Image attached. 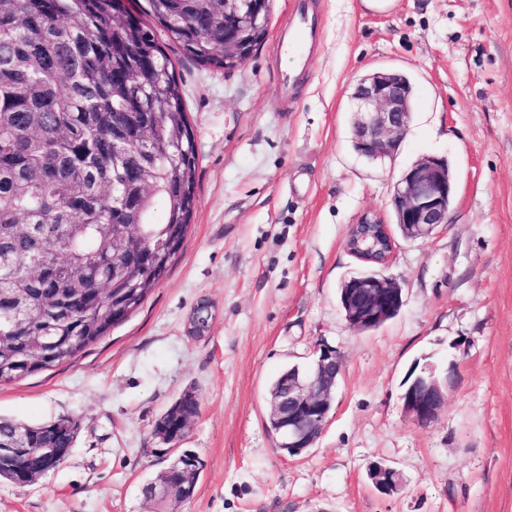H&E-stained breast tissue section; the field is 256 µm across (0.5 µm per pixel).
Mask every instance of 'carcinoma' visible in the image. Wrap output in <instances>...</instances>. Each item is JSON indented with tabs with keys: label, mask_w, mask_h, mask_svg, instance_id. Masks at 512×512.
Instances as JSON below:
<instances>
[{
	"label": "carcinoma",
	"mask_w": 512,
	"mask_h": 512,
	"mask_svg": "<svg viewBox=\"0 0 512 512\" xmlns=\"http://www.w3.org/2000/svg\"><path fill=\"white\" fill-rule=\"evenodd\" d=\"M113 0H0V386L67 363L138 310L174 263L193 216L197 155L164 32L184 56L224 68V0H147V23ZM118 112L150 132L112 141ZM163 213H158V205ZM143 225L138 294L112 293L122 238ZM30 448H73L70 417L0 420Z\"/></svg>",
	"instance_id": "cac0c4a2"
}]
</instances>
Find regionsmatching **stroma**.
<instances>
[{
	"label": "stroma",
	"mask_w": 512,
	"mask_h": 512,
	"mask_svg": "<svg viewBox=\"0 0 512 512\" xmlns=\"http://www.w3.org/2000/svg\"><path fill=\"white\" fill-rule=\"evenodd\" d=\"M292 3L271 0L264 44L230 72L166 43L196 140L191 226L129 319L75 360L0 386V418L80 423L55 471L0 481V512H154L142 489L176 457L154 424L188 391L200 411L181 445L204 466L177 512H512V0H317L300 72L279 42ZM377 69L415 87L383 168L351 139L350 94ZM425 155L453 170L449 222L423 241L396 237L383 273L405 304L356 330L337 296L364 268L348 229L367 210L394 224L393 187ZM324 348L342 358L329 420L291 457L269 428L268 388ZM426 363L447 373L448 400L420 426L401 394ZM376 462L401 473L398 491L373 488Z\"/></svg>",
	"instance_id": "stroma-1"
}]
</instances>
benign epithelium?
I'll list each match as a JSON object with an SVG mask.
<instances>
[{
  "instance_id": "7a95c632",
  "label": "benign epithelium",
  "mask_w": 512,
  "mask_h": 512,
  "mask_svg": "<svg viewBox=\"0 0 512 512\" xmlns=\"http://www.w3.org/2000/svg\"><path fill=\"white\" fill-rule=\"evenodd\" d=\"M263 15L240 11L238 0H224V67H238L255 53L253 42L265 39L270 0H262ZM353 142L357 152L371 161L393 158L403 142L412 117L413 86L405 75L379 69L362 76L352 93ZM454 177L448 161L434 156L417 159L394 185L391 198L396 224L407 240L428 238L448 223ZM124 249L135 253L150 240L143 225L128 226ZM394 248L389 225L373 212L363 214L350 226L348 251L368 270L344 280L340 303L347 321L359 330L377 329L398 315L404 304L403 288L396 280L378 272ZM341 373L336 352L323 349L308 369L288 374L271 397V415L279 424L277 447L294 456L312 447L320 437L332 409V394ZM448 380L432 367H424L409 382L402 395L404 412L417 424L434 421L447 403ZM40 456L27 448H0L6 467L19 485H29L55 470L62 461L53 448L39 449ZM203 468L189 451L182 452L167 471L165 482L155 486V494L168 498L178 491L182 500L193 497ZM374 487L389 494L399 487L400 475L390 467L375 465L369 470Z\"/></svg>"
}]
</instances>
